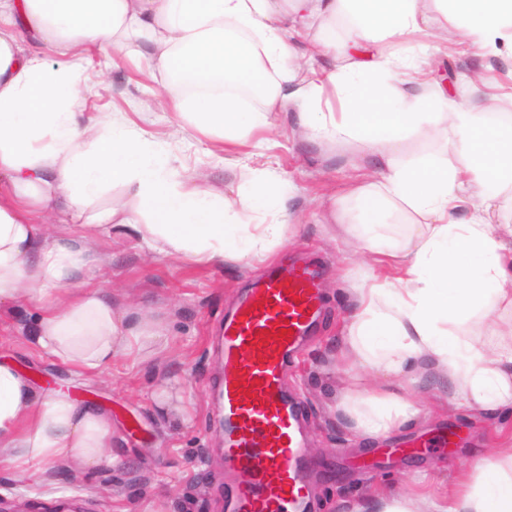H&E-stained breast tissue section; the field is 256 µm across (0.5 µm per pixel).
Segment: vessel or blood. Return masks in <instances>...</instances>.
I'll use <instances>...</instances> for the list:
<instances>
[{"mask_svg":"<svg viewBox=\"0 0 512 512\" xmlns=\"http://www.w3.org/2000/svg\"><path fill=\"white\" fill-rule=\"evenodd\" d=\"M320 312L315 268L287 264L224 325V463L230 512H304V443L283 368Z\"/></svg>","mask_w":512,"mask_h":512,"instance_id":"obj_1","label":"vessel or blood"}]
</instances>
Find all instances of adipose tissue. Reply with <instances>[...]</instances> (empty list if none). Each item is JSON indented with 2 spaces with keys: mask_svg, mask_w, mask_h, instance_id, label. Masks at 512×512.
<instances>
[{
  "mask_svg": "<svg viewBox=\"0 0 512 512\" xmlns=\"http://www.w3.org/2000/svg\"><path fill=\"white\" fill-rule=\"evenodd\" d=\"M462 22L476 55L512 50V0H435ZM350 20L345 40L328 39L322 55L294 72V19ZM419 0H0V304L37 309L23 329L37 352L76 373L100 375L112 361L147 362L165 336L162 321L117 308L94 283L102 260L92 241L124 228L148 252L210 267L226 256L266 257L285 225L252 224L233 197L210 196L198 172L170 181L148 158L150 146L131 127L77 108L86 50L111 43L164 78L174 110L205 136L251 138L269 115L299 112L303 126L364 142L381 178L354 187L370 220V253L396 277L355 288L351 326L340 346L346 367L367 365L387 378L417 372L448 378L468 408L512 407V349L493 352L470 337L441 334L443 322L473 309L500 337L498 305L512 307V91L486 114L438 90L422 100L408 81L383 76L404 63L395 44L422 34ZM56 57L25 51L23 41ZM253 86L251 100L237 88ZM411 135L450 138L460 165L396 156ZM121 183L134 207H96L102 191ZM397 199L413 212L401 248L378 233L375 202ZM477 256L478 265L465 263ZM496 284L497 305L485 296ZM356 430L380 437L410 420L414 406L379 390L350 406ZM116 440L107 414L64 391L43 392L16 365L0 363V462L35 478L76 461L111 466ZM421 512H512V448L489 460L478 486L436 500Z\"/></svg>",
  "mask_w": 512,
  "mask_h": 512,
  "instance_id": "adipose-tissue-1",
  "label": "adipose tissue"
}]
</instances>
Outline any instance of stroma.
<instances>
[{"label":"stroma","mask_w":512,"mask_h":512,"mask_svg":"<svg viewBox=\"0 0 512 512\" xmlns=\"http://www.w3.org/2000/svg\"><path fill=\"white\" fill-rule=\"evenodd\" d=\"M80 101L85 111L115 117L159 143L165 169L203 171L204 190L232 194L241 215L255 224L287 220L282 243L266 261L226 259L223 267L190 264L147 253L121 232L97 238L103 259L96 278L118 306L162 320L167 333L150 365L117 359L108 373L76 376L40 356L19 328L37 316L32 308L0 305V362L26 372L39 390L67 388L76 401L106 412L119 446L109 468L73 466L33 480L0 464V498L16 512H50L68 502L83 512H222L227 490L224 443L216 390L223 383L224 321L237 303L287 256L310 257L321 268L323 307L297 357L287 360L283 386L298 402L311 476L309 512H359L375 492L439 498L459 482L475 485L496 449L512 448V410H468L445 379L424 375L407 383L417 410L409 423L369 442L346 421V408L387 378L369 367L336 370L347 332L350 287L380 283L389 270L362 242L367 220L352 193L373 179L379 162L356 139L316 138L297 112L272 114L262 143L224 151L221 139L204 138L170 109L155 105L159 89L146 62H131L110 45L91 50ZM489 85L512 84V55L476 61L461 48L442 55L440 67L422 74L418 95L433 86L468 90L475 73ZM274 172L284 182L286 212L258 206L251 171Z\"/></svg>","instance_id":"35a3bbf8"}]
</instances>
